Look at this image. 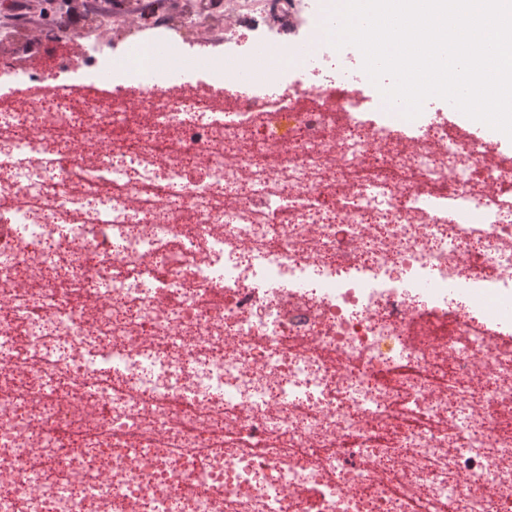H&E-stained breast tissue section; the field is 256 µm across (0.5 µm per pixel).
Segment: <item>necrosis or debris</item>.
<instances>
[{
	"mask_svg": "<svg viewBox=\"0 0 512 512\" xmlns=\"http://www.w3.org/2000/svg\"><path fill=\"white\" fill-rule=\"evenodd\" d=\"M183 2L0 47V512H512V164Z\"/></svg>",
	"mask_w": 512,
	"mask_h": 512,
	"instance_id": "4bbe7bcc",
	"label": "necrosis or debris"
}]
</instances>
